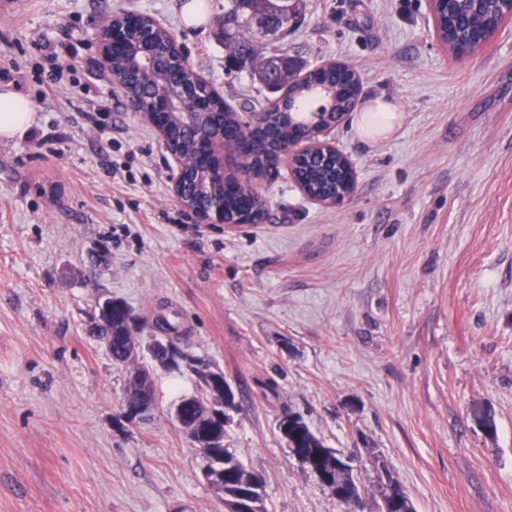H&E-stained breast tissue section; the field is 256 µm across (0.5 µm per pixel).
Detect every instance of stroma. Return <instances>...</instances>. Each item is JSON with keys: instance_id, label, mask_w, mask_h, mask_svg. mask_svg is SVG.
<instances>
[{"instance_id": "stroma-1", "label": "stroma", "mask_w": 512, "mask_h": 512, "mask_svg": "<svg viewBox=\"0 0 512 512\" xmlns=\"http://www.w3.org/2000/svg\"><path fill=\"white\" fill-rule=\"evenodd\" d=\"M14 2L0 88L37 124L0 140V512H224L169 415L202 391L186 366L156 370L152 420L118 424L127 371L90 331L105 295L147 324L169 305L182 350L223 372L224 446L262 477L267 512H352L292 455L288 412L354 458L364 512L384 470L415 512H512V21L458 57L428 0H304L279 49L349 65L361 101L401 118L379 140L356 111L328 131L355 169L342 205L311 202L282 167L256 182L264 220L230 232L175 202L158 134L95 69L98 28L131 11L235 109L267 101L224 69V0L195 25L187 0ZM45 35L80 63L47 99Z\"/></svg>"}]
</instances>
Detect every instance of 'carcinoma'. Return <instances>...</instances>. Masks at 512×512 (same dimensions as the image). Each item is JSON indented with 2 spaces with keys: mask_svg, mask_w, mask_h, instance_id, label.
Instances as JSON below:
<instances>
[{
  "mask_svg": "<svg viewBox=\"0 0 512 512\" xmlns=\"http://www.w3.org/2000/svg\"><path fill=\"white\" fill-rule=\"evenodd\" d=\"M303 0H224V50L226 70L239 71L247 68L252 78L266 83L265 67L278 62L285 67H294L288 54L267 47L266 35H273L278 28H273L264 35L260 26L268 21H277L280 26L288 23L298 24L302 18ZM509 4L507 0H482L477 10L469 8L464 0H436L434 4L435 27L440 40L448 50L459 53L477 44L481 36L498 30L508 19ZM192 71L176 63L171 66L169 84L177 89L186 84ZM284 91L283 96L262 108L267 113L265 129L251 130L245 126L238 112L229 108L224 100L210 104L209 111L222 114L224 131L235 137V142L228 144L233 150L245 146L242 153L243 168L246 173L258 178L265 174L273 159L279 152L288 149L297 135L298 127L304 121L297 118L302 112H315L321 101L315 94H321L327 101L322 112H330L329 119H335L338 112H350L354 109L361 94V86L356 73L349 67L338 64L334 67H320L309 71L305 79L294 83L288 82V75L277 79L274 91ZM170 145L183 153L188 159L186 180L207 188L209 194L224 199V215L232 219L236 216L250 217L262 221L266 203L253 196H247L240 190H233L215 179L206 171H198L195 165L193 142L182 127L166 122ZM296 174L308 193L332 199L336 196L342 181L350 178L343 159L336 155L326 160L316 156L303 155L296 160ZM126 305L118 302L112 305V317L103 324L96 325L97 336L109 343L107 352L116 364L126 363L131 350L139 337L136 332L141 327L130 329L126 324L124 310ZM149 328L166 339L172 351L171 365L188 359L178 347L182 330L169 317L160 313L155 316ZM154 391V380L150 370L143 366L127 379L125 395L135 400L142 390ZM182 424L192 432L203 430L207 425L213 426V437L199 438L194 447L204 456H214L224 460L228 476L224 481V502L230 503L236 496L239 486L253 481L257 474L248 470L242 462L228 449L224 448V423L209 422L202 413V401L189 396L181 398ZM279 429L288 442L292 454L305 464L312 462L322 469L335 486L332 495L342 503L358 506L362 503L360 489L352 466L342 462L336 450L324 445L309 428L303 418L294 413H286L279 422ZM380 496L387 512H414L413 504L407 495L397 498L390 495V490L399 487L390 474L378 478Z\"/></svg>",
  "mask_w": 512,
  "mask_h": 512,
  "instance_id": "1",
  "label": "carcinoma"
}]
</instances>
